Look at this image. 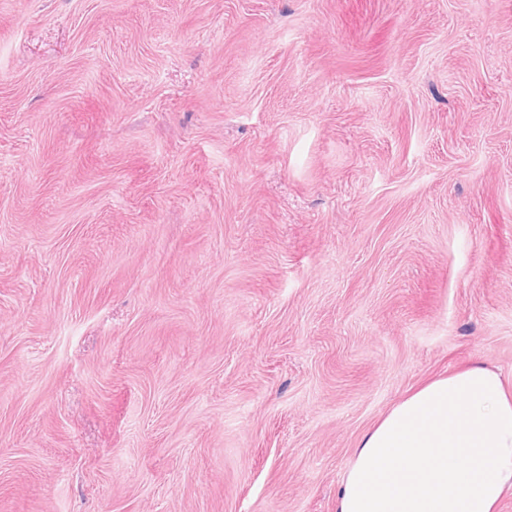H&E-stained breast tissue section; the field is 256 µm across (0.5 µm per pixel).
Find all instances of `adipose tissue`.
<instances>
[{
    "instance_id": "ef3b65f1",
    "label": "adipose tissue",
    "mask_w": 512,
    "mask_h": 512,
    "mask_svg": "<svg viewBox=\"0 0 512 512\" xmlns=\"http://www.w3.org/2000/svg\"><path fill=\"white\" fill-rule=\"evenodd\" d=\"M512 494V384L472 363L420 386L358 442L336 512H498Z\"/></svg>"
}]
</instances>
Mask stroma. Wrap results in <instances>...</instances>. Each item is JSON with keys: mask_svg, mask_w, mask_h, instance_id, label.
<instances>
[{"mask_svg": "<svg viewBox=\"0 0 512 512\" xmlns=\"http://www.w3.org/2000/svg\"><path fill=\"white\" fill-rule=\"evenodd\" d=\"M512 381V0H0V512H336Z\"/></svg>", "mask_w": 512, "mask_h": 512, "instance_id": "35a3bbf8", "label": "stroma"}]
</instances>
